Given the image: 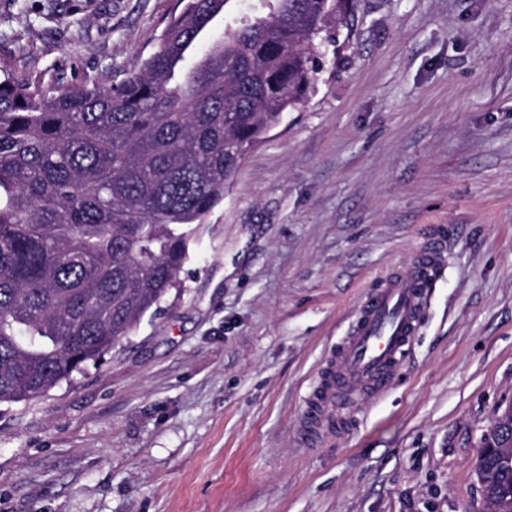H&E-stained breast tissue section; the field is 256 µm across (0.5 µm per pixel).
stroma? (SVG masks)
<instances>
[{
    "label": "stroma",
    "instance_id": "obj_1",
    "mask_svg": "<svg viewBox=\"0 0 512 512\" xmlns=\"http://www.w3.org/2000/svg\"><path fill=\"white\" fill-rule=\"evenodd\" d=\"M176 0H0V76L107 87ZM441 227L392 386L302 447L322 363ZM512 409V0H354L314 91L242 163L161 304L0 405V512H474Z\"/></svg>",
    "mask_w": 512,
    "mask_h": 512
}]
</instances>
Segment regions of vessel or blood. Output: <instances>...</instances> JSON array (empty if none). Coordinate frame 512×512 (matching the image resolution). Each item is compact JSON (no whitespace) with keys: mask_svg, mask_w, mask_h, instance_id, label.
<instances>
[{"mask_svg":"<svg viewBox=\"0 0 512 512\" xmlns=\"http://www.w3.org/2000/svg\"><path fill=\"white\" fill-rule=\"evenodd\" d=\"M446 256L445 236L432 233L409 264L393 270L362 302L323 362L300 422L302 445H317L334 432L354 397L390 387L421 325L429 284Z\"/></svg>","mask_w":512,"mask_h":512,"instance_id":"1","label":"vessel or blood"}]
</instances>
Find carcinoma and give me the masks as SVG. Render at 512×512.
<instances>
[{"mask_svg":"<svg viewBox=\"0 0 512 512\" xmlns=\"http://www.w3.org/2000/svg\"><path fill=\"white\" fill-rule=\"evenodd\" d=\"M177 0L139 69L55 93L0 79V404L99 361L160 307L248 152L304 104L317 41L349 0ZM478 459L487 512H512V442Z\"/></svg>","mask_w":512,"mask_h":512,"instance_id":"obj_1","label":"carcinoma"}]
</instances>
